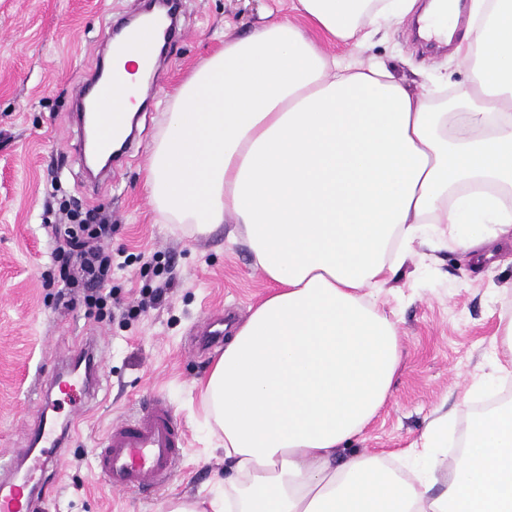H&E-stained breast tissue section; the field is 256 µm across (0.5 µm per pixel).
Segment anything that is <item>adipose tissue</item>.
<instances>
[{
  "instance_id": "obj_1",
  "label": "adipose tissue",
  "mask_w": 512,
  "mask_h": 512,
  "mask_svg": "<svg viewBox=\"0 0 512 512\" xmlns=\"http://www.w3.org/2000/svg\"><path fill=\"white\" fill-rule=\"evenodd\" d=\"M417 0H293L225 43L169 101L145 186L164 224L232 217L272 292L202 386L224 438V492L165 512H512V403L472 420L445 482L351 451L401 363L395 322L365 291L394 278L435 225V245L480 251L512 234V0H429L420 32L472 71L454 98L386 66L343 63L312 24L353 46ZM159 35L112 58L121 112L142 102Z\"/></svg>"
}]
</instances>
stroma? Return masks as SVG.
<instances>
[{
    "mask_svg": "<svg viewBox=\"0 0 512 512\" xmlns=\"http://www.w3.org/2000/svg\"><path fill=\"white\" fill-rule=\"evenodd\" d=\"M131 2L0 0V449L26 444L49 401L58 403L57 421L78 408L85 414L66 434L60 463L46 467L40 512H165L170 498L210 496L224 476V449L206 419L200 383L213 359L196 351L197 335L218 317L242 322L271 290L248 246H227L231 222L204 233L156 223L144 171L166 120L161 100L224 42L247 35L265 14L288 13L291 0H182L180 33L158 58L135 149L94 181L76 151L83 126L74 91L106 57L105 20L131 14ZM319 42L330 54L381 59L413 89L426 80L452 89L470 75L450 63L447 47L422 42L410 19L360 49ZM63 206L99 211L116 226L111 318H99L68 285L69 263L55 245ZM161 273L174 281L166 302L127 316ZM375 297L397 325L401 366L389 402L351 448L389 452L393 467L416 474L421 462L404 452L435 409L453 410L458 436L476 408L464 396L484 384L498 316L512 306V237L494 240L480 259L419 247ZM87 347L102 360L94 379L66 397L49 389V378ZM153 394L185 432L178 471L160 493H113L93 449L113 421Z\"/></svg>",
    "mask_w": 512,
    "mask_h": 512,
    "instance_id": "stroma-1",
    "label": "stroma"
}]
</instances>
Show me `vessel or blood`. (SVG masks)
I'll return each mask as SVG.
<instances>
[{"instance_id": "obj_1", "label": "vessel or blood", "mask_w": 512, "mask_h": 512, "mask_svg": "<svg viewBox=\"0 0 512 512\" xmlns=\"http://www.w3.org/2000/svg\"><path fill=\"white\" fill-rule=\"evenodd\" d=\"M76 100L94 107L95 145L107 151L114 141L113 110L119 109L111 77H97L80 85ZM63 443L55 420L44 418L34 427L29 447L12 449V459L27 462L24 477H16L11 468L0 469V512H32L34 494L40 486L35 474L45 462L35 447L58 448ZM185 434L169 404L152 397L133 414L115 421L94 450L97 468L113 491L146 492L165 487L174 477Z\"/></svg>"}]
</instances>
